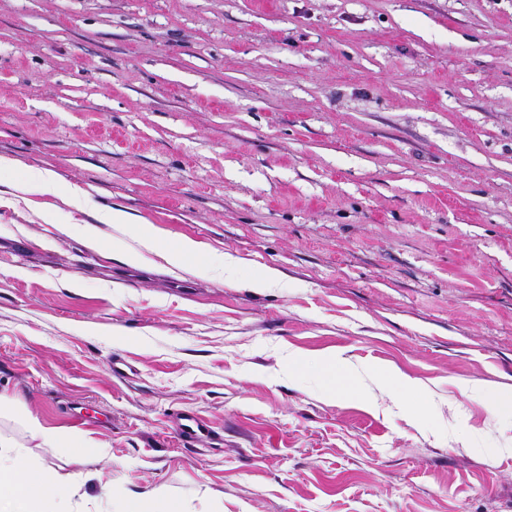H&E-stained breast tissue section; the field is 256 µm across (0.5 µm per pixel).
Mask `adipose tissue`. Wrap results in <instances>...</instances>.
<instances>
[{
    "label": "adipose tissue",
    "instance_id": "1",
    "mask_svg": "<svg viewBox=\"0 0 512 512\" xmlns=\"http://www.w3.org/2000/svg\"><path fill=\"white\" fill-rule=\"evenodd\" d=\"M131 226L147 249L164 254L172 265L197 262L220 272L225 281L239 277L240 261L231 254L204 253L195 241L161 237L148 224ZM26 427L29 444L0 436V505L8 504L10 512H82L71 485L54 477L34 450L45 446L59 454L91 458L100 456L101 448L87 439L62 435L33 416L27 417Z\"/></svg>",
    "mask_w": 512,
    "mask_h": 512
}]
</instances>
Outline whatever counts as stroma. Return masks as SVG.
Listing matches in <instances>:
<instances>
[{
  "label": "stroma",
  "mask_w": 512,
  "mask_h": 512,
  "mask_svg": "<svg viewBox=\"0 0 512 512\" xmlns=\"http://www.w3.org/2000/svg\"><path fill=\"white\" fill-rule=\"evenodd\" d=\"M0 157V435L105 448L38 451L88 512H512V421L462 393H512V0H0ZM335 353L353 396L288 365ZM58 190L55 175L49 171H33L18 184L23 195L53 194ZM134 234L140 238L147 249L164 254L168 262L181 266L188 262H197L224 275V280L234 282L239 278L240 260L229 253H204L199 244L190 239L171 240L159 236L154 227L148 224H133ZM386 378L391 389L396 393L399 399L407 405L417 417H423L425 415V401L416 387L412 386L405 379L394 375L387 374ZM177 435L185 445H193L201 437L208 436L206 422L195 414L181 413L177 418ZM26 427L31 442H35L34 448H52L57 454H67L75 458L98 457L102 454V448L95 443L80 437L65 436L45 426L37 417L28 416ZM120 512H183L179 504L172 499H161L157 503L147 504L140 500L126 498Z\"/></svg>",
  "instance_id": "obj_1"
}]
</instances>
